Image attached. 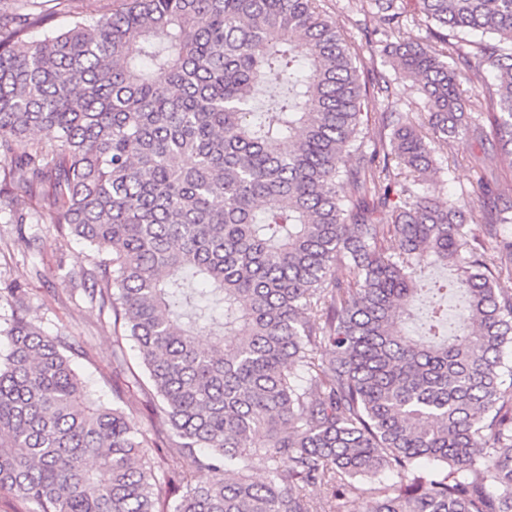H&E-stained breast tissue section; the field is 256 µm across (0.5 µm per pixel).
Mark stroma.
I'll list each match as a JSON object with an SVG mask.
<instances>
[{
  "label": "stroma",
  "instance_id": "stroma-1",
  "mask_svg": "<svg viewBox=\"0 0 512 512\" xmlns=\"http://www.w3.org/2000/svg\"><path fill=\"white\" fill-rule=\"evenodd\" d=\"M320 9L338 23L354 45L373 40L374 53H361L357 64L363 81L373 86L388 82L389 95L399 111L417 114L425 96L418 84L399 78L382 52L386 38L373 0H318ZM454 145L437 147L435 169L420 185V192L440 199L461 194L477 198L478 177H485L499 197L512 201V161L491 143L473 144L464 160H457ZM37 237L29 248L28 237ZM95 252L82 240L61 233L54 224H29L24 231L0 219V327H7L13 305L4 300L7 288L26 289L28 315L45 333L76 337L80 344L73 367L97 398L112 400V319L85 299L81 290L68 287L63 276L90 267Z\"/></svg>",
  "mask_w": 512,
  "mask_h": 512
}]
</instances>
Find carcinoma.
Instances as JSON below:
<instances>
[{"label":"carcinoma","mask_w":512,"mask_h":512,"mask_svg":"<svg viewBox=\"0 0 512 512\" xmlns=\"http://www.w3.org/2000/svg\"><path fill=\"white\" fill-rule=\"evenodd\" d=\"M417 2L423 42L402 37L396 0L375 5L431 136L386 99L390 133L367 151L366 84L317 0H123L64 30L67 0H0V217L96 251L66 277L114 333L109 405L72 368L77 342L9 289L1 493L35 512H512V204L402 180L440 143L490 139L512 159V0ZM463 31L491 40L472 53ZM470 56L496 88L463 95L449 60ZM419 255L455 279L425 278ZM187 458L207 480L170 511Z\"/></svg>","instance_id":"obj_1"}]
</instances>
